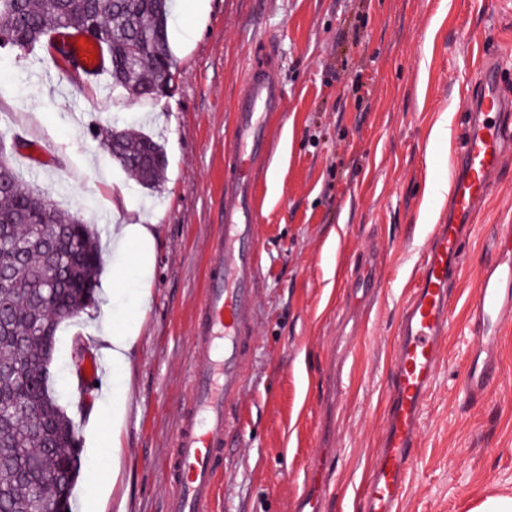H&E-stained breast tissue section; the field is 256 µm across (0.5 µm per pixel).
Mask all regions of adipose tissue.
Listing matches in <instances>:
<instances>
[{
	"mask_svg": "<svg viewBox=\"0 0 512 512\" xmlns=\"http://www.w3.org/2000/svg\"><path fill=\"white\" fill-rule=\"evenodd\" d=\"M158 242L156 225H121L112 241V249L120 256L112 268L106 286L113 292H123L130 280H144L152 272L154 251ZM137 336L129 322L106 321L97 338L99 348L112 357V431L106 441L110 450L111 467L119 469L122 453V430L127 414L129 387L127 377Z\"/></svg>",
	"mask_w": 512,
	"mask_h": 512,
	"instance_id": "1",
	"label": "adipose tissue"
}]
</instances>
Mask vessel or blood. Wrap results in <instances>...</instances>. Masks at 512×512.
<instances>
[{
	"label": "vessel or blood",
	"mask_w": 512,
	"mask_h": 512,
	"mask_svg": "<svg viewBox=\"0 0 512 512\" xmlns=\"http://www.w3.org/2000/svg\"><path fill=\"white\" fill-rule=\"evenodd\" d=\"M89 77L102 76L98 41L69 37ZM284 89L266 66H255L237 100L233 166L224 182L222 247L211 257L194 329L190 364L193 398L181 415L166 478L168 512H210L231 433L241 422L240 397L255 346V298L262 252L256 236L255 163L269 143V120ZM512 99L499 91L493 63L475 91L452 157L451 201L445 223L428 245L414 293L395 338L386 423L375 465L363 482V512H396L415 461L425 401L451 321L449 286L465 264L476 210L486 200L504 155L512 150ZM512 318V239L503 238L486 264L471 308L472 348L462 379L466 396H489L499 371L498 332Z\"/></svg>",
	"instance_id": "obj_1"
}]
</instances>
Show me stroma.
Instances as JSON below:
<instances>
[{
    "label": "stroma",
    "instance_id": "obj_1",
    "mask_svg": "<svg viewBox=\"0 0 512 512\" xmlns=\"http://www.w3.org/2000/svg\"><path fill=\"white\" fill-rule=\"evenodd\" d=\"M171 93L143 100L109 78L75 79L44 46L0 48V146L19 180L93 225L101 277L112 273L113 226L129 213L158 225L149 296L139 285L65 323L53 362L73 420L82 475L73 512H166L180 411L190 399L192 327L224 205L239 88L257 62L285 98L255 167L262 265L257 351L241 396L243 441L224 461L214 512H298L317 457L329 452L323 512H361L386 417L394 339L424 252L448 210L450 159L487 59L512 98V0H172ZM153 137L167 156L149 189L111 158L101 129ZM43 147L47 164L33 161ZM512 231V152L465 245L451 292L452 327L428 395L399 512H472L512 497V321L499 340L492 395L461 390L470 307L493 241ZM145 315L129 375L117 480L89 485L111 425L112 369L91 387L68 370L75 339L98 355L102 311Z\"/></svg>",
    "mask_w": 512,
    "mask_h": 512
}]
</instances>
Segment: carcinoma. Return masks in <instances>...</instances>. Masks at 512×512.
I'll use <instances>...</instances> for the list:
<instances>
[{
    "label": "carcinoma",
    "instance_id": "1",
    "mask_svg": "<svg viewBox=\"0 0 512 512\" xmlns=\"http://www.w3.org/2000/svg\"><path fill=\"white\" fill-rule=\"evenodd\" d=\"M168 0H0V37L26 50L56 36L65 27H112V87L149 99L161 80L174 77L176 59L168 40ZM138 62L127 69L131 50ZM104 144L122 169L144 187L164 181L167 160L162 146L142 133L103 130ZM0 234L25 244L22 255L0 251V269L13 273L0 288V407L17 412L0 427V512H35L53 505L58 486L40 481L80 463L72 419L59 403L53 361L59 325L96 300L99 253L95 233L78 217L59 210L47 190L23 186L10 161L0 157Z\"/></svg>",
    "mask_w": 512,
    "mask_h": 512
}]
</instances>
